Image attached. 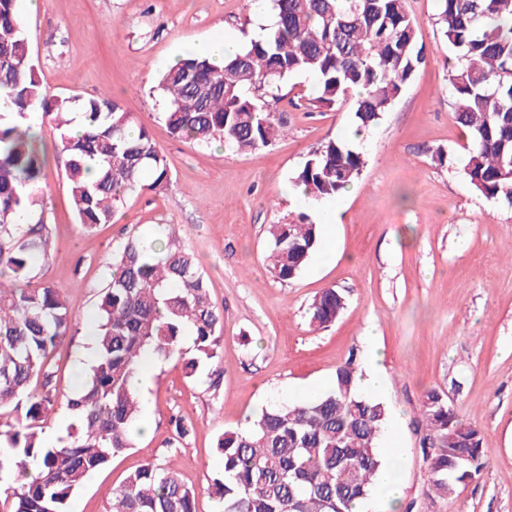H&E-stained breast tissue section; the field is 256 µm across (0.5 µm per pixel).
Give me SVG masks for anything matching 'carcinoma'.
<instances>
[{
    "instance_id": "carcinoma-1",
    "label": "carcinoma",
    "mask_w": 512,
    "mask_h": 512,
    "mask_svg": "<svg viewBox=\"0 0 512 512\" xmlns=\"http://www.w3.org/2000/svg\"><path fill=\"white\" fill-rule=\"evenodd\" d=\"M17 0H0V409L15 421L0 429V473L23 477L0 497V512H68L71 496L91 473L134 445L139 391L130 387L144 356L182 360L189 378L224 358V315L211 301L193 255L172 237L146 244L132 238L112 257L111 281L98 305L95 361L82 390L66 404L67 437L48 446L41 422L54 409L55 353L74 324L60 289L30 288L54 258L45 217V159L31 114L56 131L57 150L78 223L91 231L112 222L124 197L170 180L166 156L148 131L107 94L49 97L29 53ZM442 40L457 55L450 74L454 118L466 132L465 173L477 192L512 205V0H436ZM276 21L218 67L188 55L161 75L162 118L180 140L224 142L235 152L267 147L286 123L277 118L275 89L295 75L314 79L317 108L352 101L357 128L378 124L425 57L405 0H273ZM82 134H70L75 120ZM362 153L342 139L310 152L294 177L309 198L342 193L359 178ZM98 170L94 181L87 179ZM319 242V225L301 220L269 227L267 261L282 281L295 278ZM345 307L334 288L309 307L324 328ZM193 336V351L183 347ZM351 357L330 389L293 406L263 409L245 429L218 439L222 476L209 494L219 512H353L366 500L386 461L379 447L386 404L361 393ZM427 497H448L480 475L481 432L458 418L443 394L422 404ZM197 494L169 464L147 463L112 490L104 512H197Z\"/></svg>"
}]
</instances>
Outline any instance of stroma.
Instances as JSON below:
<instances>
[{"label":"stroma","instance_id":"obj_1","mask_svg":"<svg viewBox=\"0 0 512 512\" xmlns=\"http://www.w3.org/2000/svg\"><path fill=\"white\" fill-rule=\"evenodd\" d=\"M24 14L32 60L53 95L116 98L145 126L166 156L171 178L156 191L130 193L111 223L85 231L76 221L55 138L42 127L48 185L47 222L55 258L35 285L59 288L78 326L56 352L59 405L43 423L56 441L72 422L63 402L80 390L83 325L95 317L109 279L108 260L128 239L157 229L194 255L215 306L224 314V359L218 388L208 376L186 378L177 359L156 363L140 393L153 426L148 437L89 475L68 512H104L114 487L149 463L173 461L181 481L198 492L197 512H213L207 488L224 468L218 436L246 426L270 403L295 404L328 390L350 354L373 336L386 375L382 395L399 428L396 461L402 498L381 491L371 512H512V206L478 194L467 179L466 140L452 114L449 51L436 24L435 0H406L425 63L378 125L356 148L364 167L336 201L341 257L312 255L282 281L265 260L268 227L316 219L319 204L280 194L309 152L346 138L350 104L316 109L312 79L283 84L276 112L288 132L272 146L231 152L222 142L173 138L161 118L158 76L175 57L222 34L253 35L271 0H40ZM443 150L445 164L433 159ZM340 291L343 312L328 327L309 324V305L323 289ZM482 434L486 466L443 499L425 496L421 407L428 390ZM194 426L174 441L170 416Z\"/></svg>","mask_w":512,"mask_h":512}]
</instances>
